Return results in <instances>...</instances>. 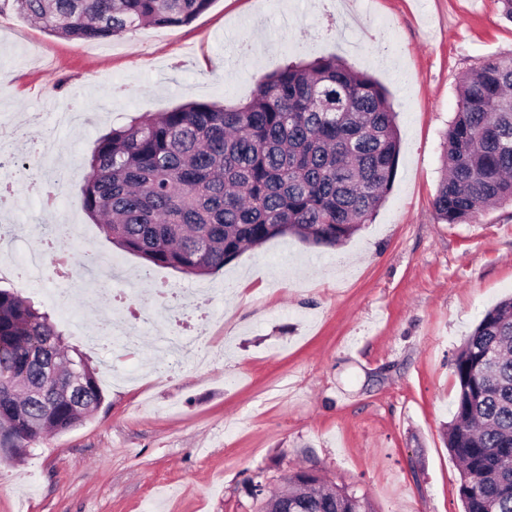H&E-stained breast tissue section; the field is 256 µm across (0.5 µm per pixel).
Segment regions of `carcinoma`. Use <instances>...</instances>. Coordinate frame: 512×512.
I'll return each mask as SVG.
<instances>
[{
	"label": "carcinoma",
	"instance_id": "carcinoma-1",
	"mask_svg": "<svg viewBox=\"0 0 512 512\" xmlns=\"http://www.w3.org/2000/svg\"><path fill=\"white\" fill-rule=\"evenodd\" d=\"M212 2L0 0V14L95 41L184 25ZM445 141L437 223L512 203V56L462 76ZM399 150L387 91L336 56H317L264 74L240 106L188 102L111 129L88 159L83 207L119 249L201 276L277 236L343 243L383 202ZM67 365L81 376L78 390L68 371L49 375ZM453 369L458 397L445 436L464 512H512V298L483 313ZM101 402L97 369L49 313L0 287V448L68 431ZM310 480L319 512H371L366 497Z\"/></svg>",
	"mask_w": 512,
	"mask_h": 512
}]
</instances>
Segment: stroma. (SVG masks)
Here are the masks:
<instances>
[{
	"mask_svg": "<svg viewBox=\"0 0 512 512\" xmlns=\"http://www.w3.org/2000/svg\"><path fill=\"white\" fill-rule=\"evenodd\" d=\"M362 23L323 32L313 0H213L191 23L100 41L49 35L0 14V183L41 161L52 134L73 176L44 183L84 228L59 245L95 251L103 276L59 306L53 267L11 285L49 312L98 371L99 409L82 425L0 457V512H257L296 470L366 496L372 512H463L444 434L455 411L453 356L483 313L512 297V205L440 224L432 202L463 73L512 55L497 0H349ZM253 50L238 52L242 36ZM340 57L387 91L401 148L384 202L337 246L292 235L194 276L119 250L82 208L99 137L190 101L233 107L265 73ZM57 221L39 195L0 203V250L23 257ZM195 294L183 319L208 351L154 379V326L134 319L155 291ZM130 331L112 332L116 319Z\"/></svg>",
	"mask_w": 512,
	"mask_h": 512,
	"instance_id": "1",
	"label": "stroma"
}]
</instances>
